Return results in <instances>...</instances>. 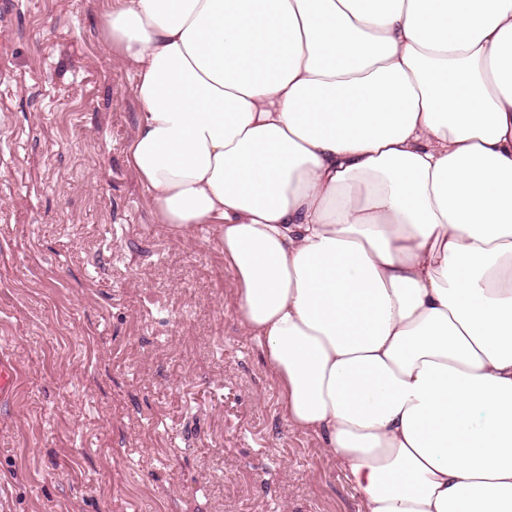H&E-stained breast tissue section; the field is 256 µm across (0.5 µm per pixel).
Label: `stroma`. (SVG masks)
I'll return each instance as SVG.
<instances>
[{
    "label": "stroma",
    "instance_id": "35a3bbf8",
    "mask_svg": "<svg viewBox=\"0 0 512 512\" xmlns=\"http://www.w3.org/2000/svg\"><path fill=\"white\" fill-rule=\"evenodd\" d=\"M101 14L0 0V512H361L287 425L213 233L156 223ZM20 383V371L8 356H0V402L12 400Z\"/></svg>",
    "mask_w": 512,
    "mask_h": 512
}]
</instances>
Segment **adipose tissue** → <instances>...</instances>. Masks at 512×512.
<instances>
[{
  "instance_id": "1",
  "label": "adipose tissue",
  "mask_w": 512,
  "mask_h": 512,
  "mask_svg": "<svg viewBox=\"0 0 512 512\" xmlns=\"http://www.w3.org/2000/svg\"><path fill=\"white\" fill-rule=\"evenodd\" d=\"M127 163L209 225L363 512H512V0H105Z\"/></svg>"
}]
</instances>
